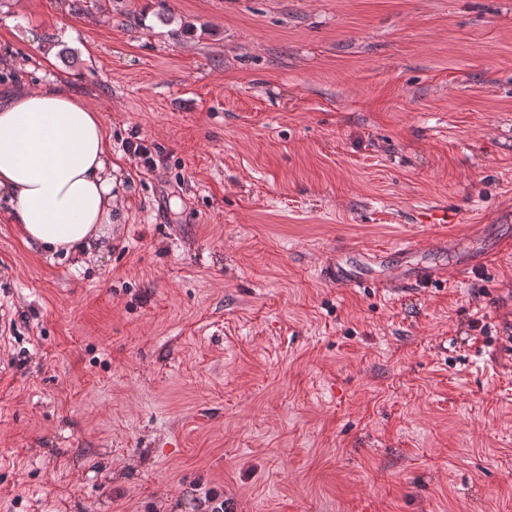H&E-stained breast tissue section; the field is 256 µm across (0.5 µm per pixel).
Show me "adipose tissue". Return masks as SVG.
I'll return each instance as SVG.
<instances>
[{
    "label": "adipose tissue",
    "instance_id": "1",
    "mask_svg": "<svg viewBox=\"0 0 512 512\" xmlns=\"http://www.w3.org/2000/svg\"><path fill=\"white\" fill-rule=\"evenodd\" d=\"M99 113L60 80L0 100V207L25 241L81 256L112 235Z\"/></svg>",
    "mask_w": 512,
    "mask_h": 512
}]
</instances>
